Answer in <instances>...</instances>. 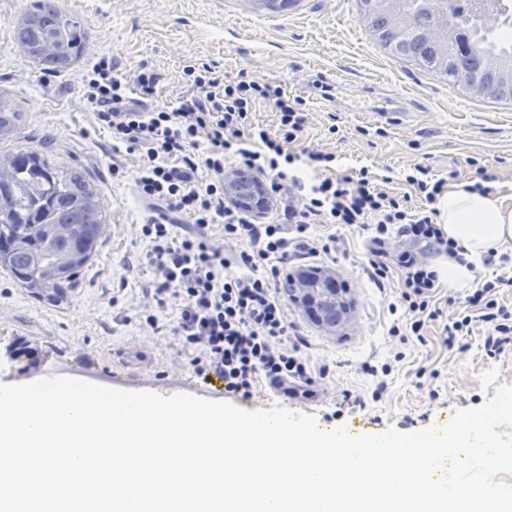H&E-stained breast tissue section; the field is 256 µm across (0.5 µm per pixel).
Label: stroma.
<instances>
[{"label":"stroma","instance_id":"obj_1","mask_svg":"<svg viewBox=\"0 0 512 512\" xmlns=\"http://www.w3.org/2000/svg\"><path fill=\"white\" fill-rule=\"evenodd\" d=\"M88 32V53L61 74L42 73L12 35L30 0H0V90L25 113L17 139L0 151L46 142L57 168L82 167L98 185L111 213L104 242L64 308L44 305L0 270V384L32 377L27 357L9 359L16 337L28 339L39 364L68 359L130 374L192 376L176 336L155 331L141 312L140 287L150 275L139 263L148 248L137 226L144 216L133 193L138 158L125 156L126 174L113 180L104 146L107 130L83 98L91 60L111 59L129 74L147 65L162 76L160 101L178 105L192 93L187 62L207 63L218 75L281 84L309 114L302 138L289 152L326 151L336 171L367 169L383 191L403 195L406 172L420 164L449 183L484 181L492 193L512 195V104L471 96L419 67L388 55L357 17L356 0H299L273 12L255 0H60ZM377 120H370V113ZM404 113L403 123L389 120ZM336 258L325 261L349 290V314L335 327L319 324L297 303L288 318L308 343L302 354L328 364L317 382L321 400L308 413L333 429L354 415L366 432L394 427L412 432L445 427L456 408L481 406L498 385H512V352L488 358L484 327L474 323L466 350H451L440 322L427 323L423 340L389 335L399 288L378 290L362 272L368 243L351 228L336 232ZM391 363L387 387L373 397L368 366ZM363 397L365 406L351 404Z\"/></svg>","mask_w":512,"mask_h":512}]
</instances>
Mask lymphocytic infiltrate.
<instances>
[{
  "label": "lymphocytic infiltrate",
  "mask_w": 512,
  "mask_h": 512,
  "mask_svg": "<svg viewBox=\"0 0 512 512\" xmlns=\"http://www.w3.org/2000/svg\"><path fill=\"white\" fill-rule=\"evenodd\" d=\"M183 73L197 94L170 108L153 102L158 72L143 65L128 79L102 57L85 75L83 96L112 138L113 178L125 175L123 156L139 158L134 188L148 207L139 233L149 244L144 263L151 272L142 294L157 308L147 320L159 327V310L174 308L169 329L197 374L220 377L225 392L244 398L267 379L308 385L323 378L326 366L299 355L278 284L298 262L335 253L336 226L369 234L364 271L377 288L389 284L393 269L402 273L400 306L412 320L405 328L392 324L390 335L420 340L426 321L439 320L445 343L455 347L478 320L487 357L512 349V309L497 297L499 289L512 288V276L494 274V253L482 260L491 276L477 278L463 305L447 315L431 304L437 271L411 251L393 257L384 248L388 240L405 239L464 262L465 247L445 238L437 223L445 179L417 165L404 178L409 193L392 196L366 171L335 175V154L316 151L305 165L315 175L304 181L297 155L287 150L308 123L301 99L273 82L220 78L206 63ZM260 102L276 112L277 131L252 121ZM231 164L264 178L277 203L275 223L256 221L227 200ZM216 225L223 229L219 241L210 233Z\"/></svg>",
  "instance_id": "f902f5d3"
}]
</instances>
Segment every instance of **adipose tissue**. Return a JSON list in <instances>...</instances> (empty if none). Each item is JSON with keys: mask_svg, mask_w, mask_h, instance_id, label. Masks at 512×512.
Instances as JSON below:
<instances>
[{"mask_svg": "<svg viewBox=\"0 0 512 512\" xmlns=\"http://www.w3.org/2000/svg\"><path fill=\"white\" fill-rule=\"evenodd\" d=\"M439 210L445 237L467 249L465 262L448 260L438 268L449 287H467L473 279L472 264L488 250L499 254L512 250V199L452 185L442 193Z\"/></svg>", "mask_w": 512, "mask_h": 512, "instance_id": "obj_1", "label": "adipose tissue"}]
</instances>
